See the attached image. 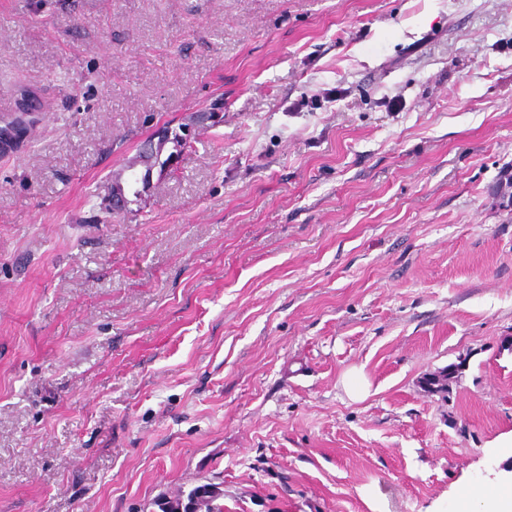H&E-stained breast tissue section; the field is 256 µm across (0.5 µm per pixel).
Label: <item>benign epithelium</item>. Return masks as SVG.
<instances>
[{"label": "benign epithelium", "mask_w": 512, "mask_h": 512, "mask_svg": "<svg viewBox=\"0 0 512 512\" xmlns=\"http://www.w3.org/2000/svg\"><path fill=\"white\" fill-rule=\"evenodd\" d=\"M39 105L38 97L26 90L22 94L20 112L10 118L0 115V142L7 145L8 150L16 149L29 137L34 127L35 110ZM210 117L214 119L217 114L208 116L198 112L191 116L190 123L181 125V132L177 133L168 126H162L144 141L139 152V164L144 167V170L134 172L139 199H144L145 193L151 187L156 168L163 166L166 170L171 171L178 167L186 152V144L190 142V127L202 123ZM103 204L105 209L114 214L124 213L128 210L129 199L122 182L117 180L106 187ZM212 493H214V489L208 488L206 492L190 500L179 498L178 512H202L204 501Z\"/></svg>", "instance_id": "obj_1"}]
</instances>
